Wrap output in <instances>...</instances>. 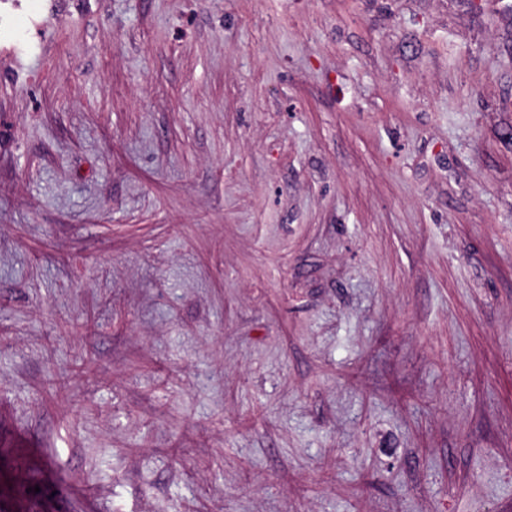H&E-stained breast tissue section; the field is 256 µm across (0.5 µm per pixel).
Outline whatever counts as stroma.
<instances>
[{
    "label": "stroma",
    "mask_w": 512,
    "mask_h": 512,
    "mask_svg": "<svg viewBox=\"0 0 512 512\" xmlns=\"http://www.w3.org/2000/svg\"><path fill=\"white\" fill-rule=\"evenodd\" d=\"M0 512H512V0H0Z\"/></svg>",
    "instance_id": "stroma-1"
}]
</instances>
